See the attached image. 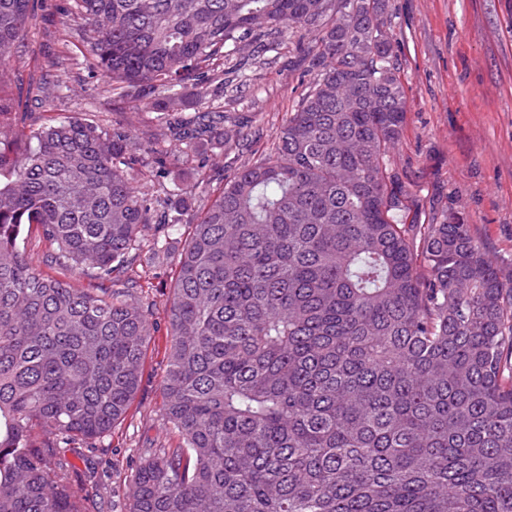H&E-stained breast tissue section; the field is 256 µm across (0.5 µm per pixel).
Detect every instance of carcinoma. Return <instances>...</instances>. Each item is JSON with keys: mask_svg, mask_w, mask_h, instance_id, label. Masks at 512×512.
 <instances>
[{"mask_svg": "<svg viewBox=\"0 0 512 512\" xmlns=\"http://www.w3.org/2000/svg\"><path fill=\"white\" fill-rule=\"evenodd\" d=\"M112 97L185 150L246 137L218 108L243 46L298 33L315 71L273 151L191 224L161 383L178 446L131 474L125 512H512V281L464 218L408 219L386 156L406 119L386 0H66ZM34 0H0V512H86L63 448L123 421L152 307L134 252L180 229L168 152L129 120L30 122ZM59 58L41 81L63 83ZM36 230L47 275L21 247ZM125 288H112L118 278ZM39 428L45 439L33 445Z\"/></svg>", "mask_w": 512, "mask_h": 512, "instance_id": "obj_1", "label": "carcinoma"}]
</instances>
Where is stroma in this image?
<instances>
[{
  "label": "stroma",
  "instance_id": "obj_1",
  "mask_svg": "<svg viewBox=\"0 0 512 512\" xmlns=\"http://www.w3.org/2000/svg\"><path fill=\"white\" fill-rule=\"evenodd\" d=\"M387 12L407 97L403 134L387 167L405 183L411 210L430 219L463 215L474 237L512 274V0H387ZM37 13L39 21L26 36L31 70L43 68L45 54L70 48V79L58 110L86 114L105 127L126 114L137 132H159L157 112L134 95L100 109L107 84L99 70L83 63L85 48L74 38L83 26L80 16L62 12L61 0H38ZM308 67L291 37L264 56L246 53L225 64L224 92L214 103L248 116L260 130L256 155L271 149L305 92ZM171 154L164 180L195 186L186 206L196 216L233 173L225 148L215 140L187 154L175 147ZM204 156L223 166V175L206 176L199 167ZM184 241L179 232L163 246L147 243L137 253L135 269L142 296L153 306L155 333L128 417L100 449L65 453L89 512H121L126 478L153 448L179 442L164 426L160 384L169 349L166 299Z\"/></svg>",
  "mask_w": 512,
  "mask_h": 512
}]
</instances>
